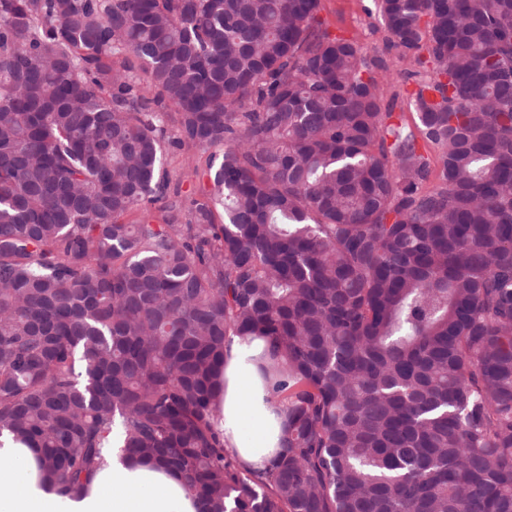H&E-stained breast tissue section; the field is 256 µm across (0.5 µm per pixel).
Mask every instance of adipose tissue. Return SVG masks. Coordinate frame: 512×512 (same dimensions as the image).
<instances>
[{"label":"adipose tissue","instance_id":"ef3b65f1","mask_svg":"<svg viewBox=\"0 0 512 512\" xmlns=\"http://www.w3.org/2000/svg\"><path fill=\"white\" fill-rule=\"evenodd\" d=\"M269 344L264 337H230L217 420L224 441L248 469L262 470L280 450L288 401L271 398L261 377ZM34 449L0 445V512H197L194 496L169 470L151 464L100 467L87 490L66 496L42 479Z\"/></svg>","mask_w":512,"mask_h":512}]
</instances>
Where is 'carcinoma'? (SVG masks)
<instances>
[{
    "instance_id": "obj_1",
    "label": "carcinoma",
    "mask_w": 512,
    "mask_h": 512,
    "mask_svg": "<svg viewBox=\"0 0 512 512\" xmlns=\"http://www.w3.org/2000/svg\"><path fill=\"white\" fill-rule=\"evenodd\" d=\"M377 8L370 51L321 0H0V438L61 493L113 449L200 512H512V0ZM228 336L288 399L262 472ZM406 68H409L407 62H399L392 67L391 71L379 73L377 77L387 87L388 96L397 94L393 112L402 114L406 122L413 125L416 114L408 95L413 85L405 84L401 74ZM206 156L205 154L200 155L197 162L198 169L194 171L192 167H187L184 164L182 155L176 149L169 151L165 166L173 179L181 181L183 194L197 196L208 190L210 183L208 177L204 174ZM269 344L264 337L230 336L224 360L223 396L217 426L239 462L263 470L282 448L288 400L273 399L259 365H266Z\"/></svg>"
}]
</instances>
